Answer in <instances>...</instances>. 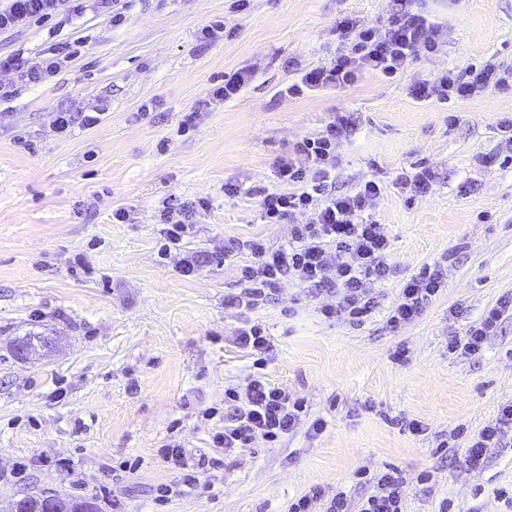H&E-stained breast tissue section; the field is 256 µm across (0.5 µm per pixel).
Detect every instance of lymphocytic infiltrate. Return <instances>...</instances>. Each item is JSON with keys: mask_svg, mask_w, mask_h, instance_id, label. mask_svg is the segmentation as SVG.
Masks as SVG:
<instances>
[{"mask_svg": "<svg viewBox=\"0 0 512 512\" xmlns=\"http://www.w3.org/2000/svg\"><path fill=\"white\" fill-rule=\"evenodd\" d=\"M396 9L383 30L358 29V40L350 52H337L329 64L311 68L298 81L288 85L285 93L300 97L329 86H348L366 73L391 77L399 73L418 52H439L444 30L418 0H395ZM81 0H6L0 7V32L31 23H42L60 14L79 12ZM60 66L59 51L50 48L48 56L33 62L15 54L0 58V70L17 74L26 83L39 85L53 77ZM512 85V69L492 63L468 66L456 72L447 70L418 82L412 89L420 101L436 99L447 103L455 98L474 96L492 88ZM350 125L347 117H337L326 131L296 142L293 156L276 171L278 188L260 193V219L265 224L289 221L288 240L270 248L261 238L228 239L225 254L248 251L251 259L240 268L244 289L229 298V305L250 309L271 291L296 282L336 296L333 304L323 305L326 319L360 323L377 305L369 289L370 282L386 279L392 269L390 243L381 224L374 220L370 208L384 186L376 180L365 181L352 193L336 190L338 146ZM307 215L305 223H295L296 215ZM444 286L443 266H424L402 286L388 315L390 326L413 321L423 308L436 298ZM512 316V294L503 296L488 309L481 320L470 326L465 338H451L448 349L472 355L481 351L489 336L501 322ZM224 428L212 438L214 447L224 450L245 448L262 440L272 444L290 433L305 428L321 433L324 419H309L303 401L288 396L272 384L265 373H253L242 387L224 392ZM512 430V402L499 406L493 420L471 436L466 454L469 468H481L487 451L500 445ZM164 460L182 469L181 484L157 487L155 499L166 503L179 496L183 488L196 484L197 472L221 466L218 457L200 456L189 462L185 450L166 445ZM371 491L359 505H352L346 492L326 493L314 486L293 502L287 512H404L407 481L395 469L374 476Z\"/></svg>", "mask_w": 512, "mask_h": 512, "instance_id": "obj_1", "label": "lymphocytic infiltrate"}]
</instances>
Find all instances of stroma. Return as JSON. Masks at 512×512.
Listing matches in <instances>:
<instances>
[{"label":"stroma","instance_id":"obj_1","mask_svg":"<svg viewBox=\"0 0 512 512\" xmlns=\"http://www.w3.org/2000/svg\"><path fill=\"white\" fill-rule=\"evenodd\" d=\"M113 25L94 7L62 22L0 33V55L35 59L67 45L51 81L33 86L0 72V510L45 491L93 499L100 512H285L322 486L359 502L357 474L388 468L407 479L406 512H512V433L469 470L468 439L512 401V317L475 355L448 351L501 296L512 294V163L503 124L512 90L420 102L427 76L492 62L512 68V0H425L447 33L440 52L418 54L396 77L289 98L296 65L329 63L351 49L343 18L381 27L390 0H122ZM224 23L207 42L202 28ZM250 76L235 98L202 107L225 73ZM96 112L94 127L56 133L60 110ZM355 127L339 149L336 188L425 165L431 191L388 189L372 211L391 244L392 272L373 283L379 306L359 325L325 319L328 296L286 284L256 308L228 309L247 254L223 257L228 238L282 244L284 224L259 219L258 192L295 142L336 113ZM190 127H183L186 115ZM242 185L226 195L225 183ZM205 199L179 249L160 256L164 201ZM123 208L130 219L113 221ZM211 254L196 274L180 255ZM446 259L445 286L411 323L393 328L404 281ZM272 341L265 372L303 399L317 436L298 431L274 447L212 446L224 392L244 385L253 359L236 337L245 323ZM52 337L45 355L18 359L15 339ZM427 432L401 430V418ZM178 443L190 457L223 458L167 505L179 482L160 456ZM128 460L137 470L125 469ZM22 477H15V470ZM432 473L428 484L420 474Z\"/></svg>","mask_w":512,"mask_h":512}]
</instances>
